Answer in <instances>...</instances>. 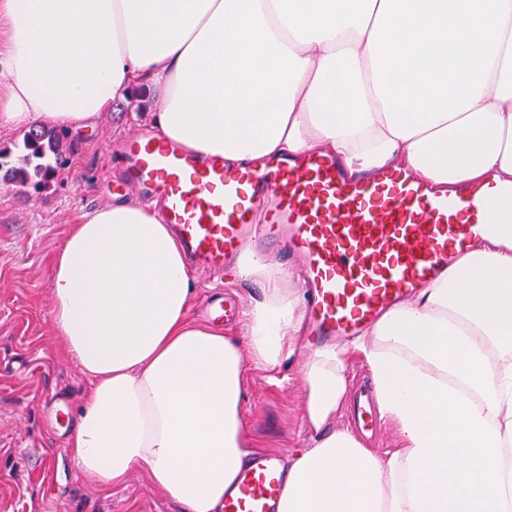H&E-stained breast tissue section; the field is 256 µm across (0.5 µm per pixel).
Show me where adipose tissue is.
<instances>
[{
    "label": "adipose tissue",
    "instance_id": "obj_1",
    "mask_svg": "<svg viewBox=\"0 0 512 512\" xmlns=\"http://www.w3.org/2000/svg\"><path fill=\"white\" fill-rule=\"evenodd\" d=\"M1 30L0 130L72 131L144 85L160 95L154 132L202 158L327 147L353 173L512 184V0H0ZM486 239L368 339L308 357L315 437L288 461L280 512H512V245ZM237 268L263 288L241 336L190 316L187 260L155 207L71 224L52 329L91 386L69 452L98 488L144 469L181 512H224L260 448L247 369L280 367L304 340L290 272L250 251ZM352 350L399 435L382 457L334 425Z\"/></svg>",
    "mask_w": 512,
    "mask_h": 512
}]
</instances>
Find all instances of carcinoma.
I'll return each instance as SVG.
<instances>
[{
	"instance_id": "obj_1",
	"label": "carcinoma",
	"mask_w": 512,
	"mask_h": 512,
	"mask_svg": "<svg viewBox=\"0 0 512 512\" xmlns=\"http://www.w3.org/2000/svg\"><path fill=\"white\" fill-rule=\"evenodd\" d=\"M69 145L56 128L41 124L30 128L22 143L10 149L0 146V171L3 180L38 192L54 177L65 160Z\"/></svg>"
}]
</instances>
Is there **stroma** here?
Returning a JSON list of instances; mask_svg holds the SVG:
<instances>
[{"instance_id":"1","label":"stroma","mask_w":512,"mask_h":512,"mask_svg":"<svg viewBox=\"0 0 512 512\" xmlns=\"http://www.w3.org/2000/svg\"><path fill=\"white\" fill-rule=\"evenodd\" d=\"M151 121L116 100L94 125L68 135L66 161L49 189L0 181V512H179L146 471L105 491L76 476L68 439L90 384L59 350L51 324V259L78 215L127 200L118 148ZM194 279L190 312L207 323L212 301L230 295L247 307L262 294L245 279L231 289L199 271ZM298 369V361L286 362L278 387L266 371L246 374L243 418L265 451L288 456L310 445ZM61 405L67 417L54 431L49 422Z\"/></svg>"}]
</instances>
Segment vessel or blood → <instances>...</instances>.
<instances>
[{"label":"vessel or blood","mask_w":512,"mask_h":512,"mask_svg":"<svg viewBox=\"0 0 512 512\" xmlns=\"http://www.w3.org/2000/svg\"><path fill=\"white\" fill-rule=\"evenodd\" d=\"M125 184L159 199L161 219L200 265L282 249L302 268L317 342L350 339L447 274L490 225L512 230V184L442 192L402 169L349 176L329 150L229 167L144 130L123 143ZM288 469L276 455L243 468L224 512H279Z\"/></svg>","instance_id":"1"}]
</instances>
